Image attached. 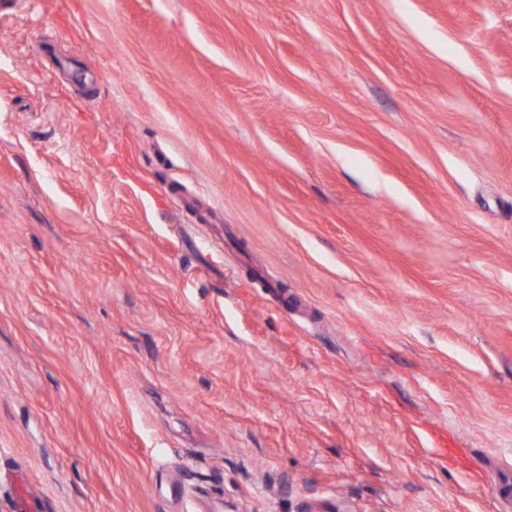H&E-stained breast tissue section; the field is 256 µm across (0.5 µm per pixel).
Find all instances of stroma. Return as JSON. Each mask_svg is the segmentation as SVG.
<instances>
[{
  "instance_id": "35a3bbf8",
  "label": "stroma",
  "mask_w": 512,
  "mask_h": 512,
  "mask_svg": "<svg viewBox=\"0 0 512 512\" xmlns=\"http://www.w3.org/2000/svg\"><path fill=\"white\" fill-rule=\"evenodd\" d=\"M24 497L512 512V0H0Z\"/></svg>"
}]
</instances>
